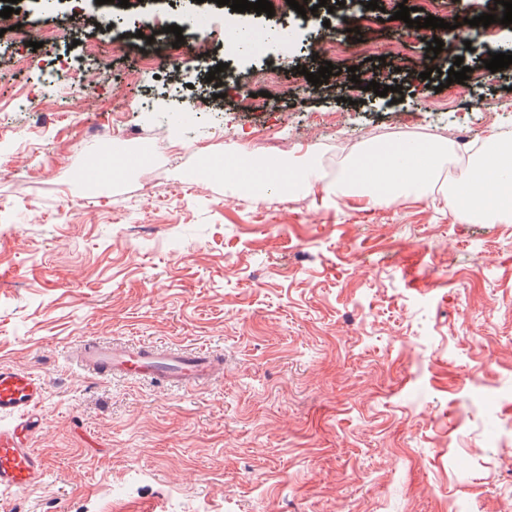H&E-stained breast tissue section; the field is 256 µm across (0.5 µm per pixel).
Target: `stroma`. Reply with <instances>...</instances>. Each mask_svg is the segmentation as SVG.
<instances>
[{
    "label": "stroma",
    "mask_w": 512,
    "mask_h": 512,
    "mask_svg": "<svg viewBox=\"0 0 512 512\" xmlns=\"http://www.w3.org/2000/svg\"><path fill=\"white\" fill-rule=\"evenodd\" d=\"M193 0H129L105 15L83 0L67 41L40 48L0 39V363L46 383L32 437L43 483L5 498L11 512H512V224H455L444 184L433 196L367 205L320 191L267 204L207 188L202 154L230 153L266 128L286 148L336 145L395 126L434 131L435 105L468 116L473 140L494 103L512 128V66L480 72L512 49V25L447 43L470 67L469 97L446 74L422 80L427 44L392 20L403 100L346 103L336 81L310 84L327 8L267 16L210 10L198 27L228 64L223 95L199 120L174 121L203 63L186 56L160 83L134 54L82 57L99 40L139 30L141 16L181 21ZM291 26L290 44L224 53L228 23ZM29 56L27 68L15 65ZM81 56L109 78L84 99L53 84L49 64ZM44 99L27 112L16 87ZM153 109H145V102ZM163 131L166 150L132 130ZM151 153L137 168L82 175L107 144ZM85 337L177 344L220 354L223 375L180 391L100 381L62 353Z\"/></svg>",
    "instance_id": "35a3bbf8"
}]
</instances>
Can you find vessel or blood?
Here are the masks:
<instances>
[{
    "label": "vessel or blood",
    "instance_id": "obj_1",
    "mask_svg": "<svg viewBox=\"0 0 512 512\" xmlns=\"http://www.w3.org/2000/svg\"><path fill=\"white\" fill-rule=\"evenodd\" d=\"M80 370L102 380L147 377L165 386L187 388L209 383L223 371V360L209 352H187L167 347L105 342L84 338L69 351ZM45 382L35 373L0 364V493L25 490L46 476L44 460L28 441L40 428L39 407Z\"/></svg>",
    "mask_w": 512,
    "mask_h": 512
}]
</instances>
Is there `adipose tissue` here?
<instances>
[{
  "label": "adipose tissue",
  "mask_w": 512,
  "mask_h": 512,
  "mask_svg": "<svg viewBox=\"0 0 512 512\" xmlns=\"http://www.w3.org/2000/svg\"><path fill=\"white\" fill-rule=\"evenodd\" d=\"M450 139L433 136L396 145L372 139L348 158L343 171L328 189L337 196L371 205L428 196L434 175L452 161ZM323 183L313 152L302 160L285 157L267 168V176L254 186V196L272 201L285 188L301 190ZM448 209L461 224H512V134L492 131L458 164L448 186Z\"/></svg>",
  "instance_id": "1"
}]
</instances>
